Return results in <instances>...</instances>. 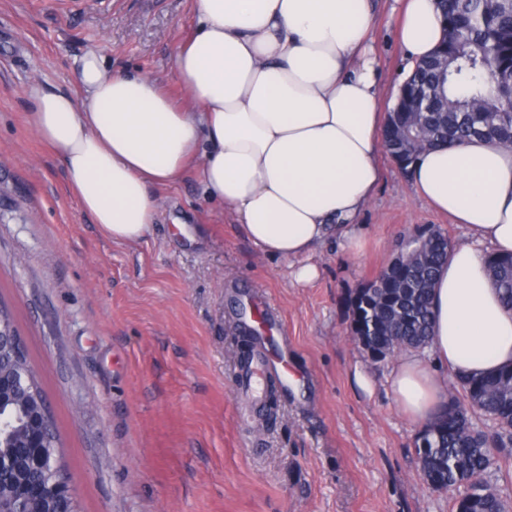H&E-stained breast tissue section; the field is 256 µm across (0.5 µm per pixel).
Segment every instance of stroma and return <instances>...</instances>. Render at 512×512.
Returning a JSON list of instances; mask_svg holds the SVG:
<instances>
[{"instance_id":"35a3bbf8","label":"stroma","mask_w":512,"mask_h":512,"mask_svg":"<svg viewBox=\"0 0 512 512\" xmlns=\"http://www.w3.org/2000/svg\"><path fill=\"white\" fill-rule=\"evenodd\" d=\"M380 107L405 76L393 0H371ZM196 25L193 0H0V301L36 369L81 512H452L420 474L419 431L389 389L393 358L350 340V304L404 236L462 225L433 210L388 153L358 221L361 254L329 238L312 257L264 255L197 178L162 192L136 243L105 237L27 123L24 89L77 90L73 61L98 48L118 70L165 77ZM265 299L297 371L271 410L236 418L243 331Z\"/></svg>"}]
</instances>
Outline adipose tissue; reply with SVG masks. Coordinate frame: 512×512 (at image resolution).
<instances>
[{
  "instance_id": "1",
  "label": "adipose tissue",
  "mask_w": 512,
  "mask_h": 512,
  "mask_svg": "<svg viewBox=\"0 0 512 512\" xmlns=\"http://www.w3.org/2000/svg\"><path fill=\"white\" fill-rule=\"evenodd\" d=\"M410 63L444 36L437 0H395ZM197 25L172 79L113 71L100 51L77 58V91L26 86L29 124L60 161L69 190L105 236L143 239L159 192L195 171L206 194L271 257H306L329 234L350 250L357 218L384 178L387 115L369 0H196ZM409 178L437 212L470 232L432 291L433 364L401 355L389 385L399 411L425 424L445 405L449 376L512 364V313L486 275L487 249L512 252V147L482 139L423 152Z\"/></svg>"
}]
</instances>
